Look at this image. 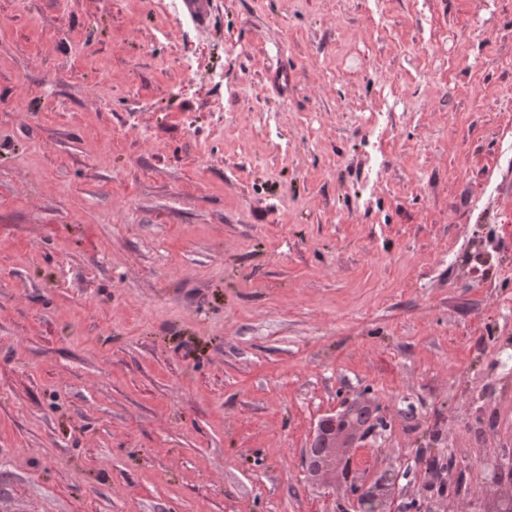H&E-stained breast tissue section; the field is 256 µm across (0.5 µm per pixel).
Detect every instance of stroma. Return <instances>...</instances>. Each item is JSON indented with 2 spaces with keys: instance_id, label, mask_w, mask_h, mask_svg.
<instances>
[{
  "instance_id": "stroma-1",
  "label": "stroma",
  "mask_w": 512,
  "mask_h": 512,
  "mask_svg": "<svg viewBox=\"0 0 512 512\" xmlns=\"http://www.w3.org/2000/svg\"><path fill=\"white\" fill-rule=\"evenodd\" d=\"M509 376L512 0H0V512H336L364 405L469 486ZM182 15L199 26L210 23L213 12L212 0H179ZM346 431L347 421L344 417L336 416L335 419L326 423V426L323 428V433L319 436L317 443L318 448L321 449L317 457L312 459V465L309 469L311 474H313V472L318 468L324 469L326 467H330L343 474V470L347 466L344 457L338 453L329 457L326 451L331 448H335V445L346 434Z\"/></svg>"
}]
</instances>
